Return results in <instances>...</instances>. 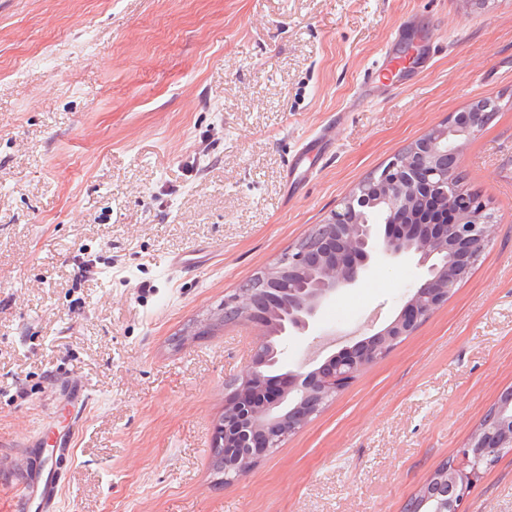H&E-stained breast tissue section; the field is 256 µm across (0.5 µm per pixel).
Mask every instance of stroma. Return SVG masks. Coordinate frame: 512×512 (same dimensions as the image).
Returning <instances> with one entry per match:
<instances>
[{
    "label": "stroma",
    "instance_id": "1",
    "mask_svg": "<svg viewBox=\"0 0 512 512\" xmlns=\"http://www.w3.org/2000/svg\"><path fill=\"white\" fill-rule=\"evenodd\" d=\"M389 96L363 82L382 51ZM495 234L469 277L250 473L217 483L224 386L255 342L175 345L449 113ZM335 125L288 175L296 151ZM201 253L195 269L168 259ZM420 275L378 267L288 343L310 370ZM86 384L56 512H404L512 388V0H0V459ZM463 512H512V452Z\"/></svg>",
    "mask_w": 512,
    "mask_h": 512
}]
</instances>
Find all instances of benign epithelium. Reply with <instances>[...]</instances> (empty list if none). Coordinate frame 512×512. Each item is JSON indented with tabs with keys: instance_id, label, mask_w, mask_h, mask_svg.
I'll return each instance as SVG.
<instances>
[{
	"instance_id": "1",
	"label": "benign epithelium",
	"mask_w": 512,
	"mask_h": 512,
	"mask_svg": "<svg viewBox=\"0 0 512 512\" xmlns=\"http://www.w3.org/2000/svg\"><path fill=\"white\" fill-rule=\"evenodd\" d=\"M475 101L428 129L378 174L361 181L321 229L259 270L224 298L237 321L257 331L243 373L224 396L212 447L224 449V474L243 475L300 432L341 391L338 380L381 358L440 307L470 275L494 225L482 201L459 188L455 170L467 143L483 129ZM414 260L424 274L399 314L383 329L308 371L275 380L285 341L302 336L326 303L382 265ZM512 447V391L471 434L464 461ZM469 482L459 466L433 471L416 512H462Z\"/></svg>"
}]
</instances>
